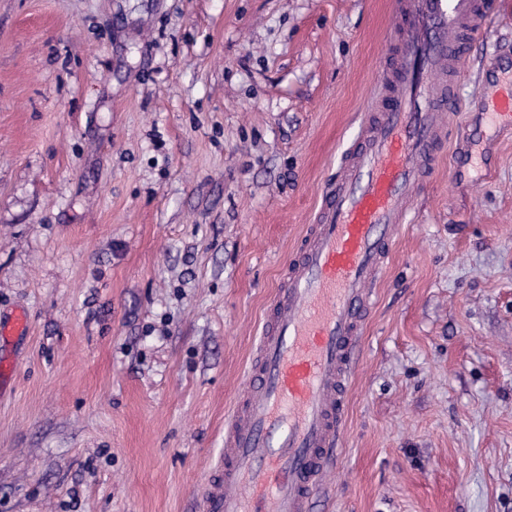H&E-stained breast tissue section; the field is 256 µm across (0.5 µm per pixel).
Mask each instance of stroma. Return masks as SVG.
<instances>
[{"label": "stroma", "mask_w": 512, "mask_h": 512, "mask_svg": "<svg viewBox=\"0 0 512 512\" xmlns=\"http://www.w3.org/2000/svg\"><path fill=\"white\" fill-rule=\"evenodd\" d=\"M411 192L316 512H512V0ZM394 0H0V512H201L284 266L387 95ZM483 115L487 130L506 125L512 127V78L505 81L502 91L491 101Z\"/></svg>", "instance_id": "35a3bbf8"}]
</instances>
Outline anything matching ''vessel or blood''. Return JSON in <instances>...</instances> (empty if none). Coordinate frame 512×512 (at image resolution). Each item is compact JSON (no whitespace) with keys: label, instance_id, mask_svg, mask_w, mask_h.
Segmentation results:
<instances>
[{"label":"vessel or blood","instance_id":"b4317fda","mask_svg":"<svg viewBox=\"0 0 512 512\" xmlns=\"http://www.w3.org/2000/svg\"><path fill=\"white\" fill-rule=\"evenodd\" d=\"M404 42L387 96L328 183L263 325L249 391L224 434V461L201 493L204 512H313L336 463L344 401L360 356L371 287L410 193L434 169L439 115L457 109L458 62L486 29L487 0H398ZM512 126V78L484 114Z\"/></svg>","mask_w":512,"mask_h":512}]
</instances>
